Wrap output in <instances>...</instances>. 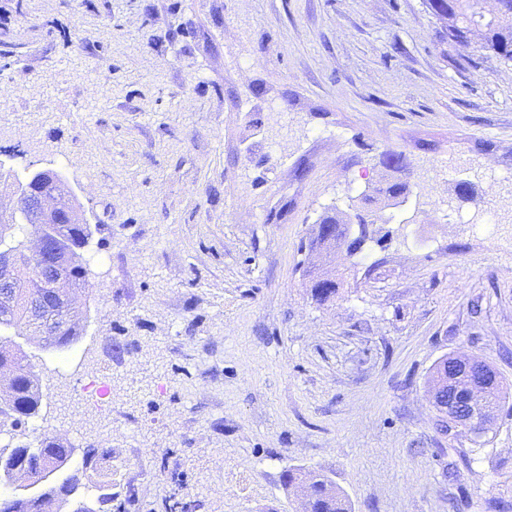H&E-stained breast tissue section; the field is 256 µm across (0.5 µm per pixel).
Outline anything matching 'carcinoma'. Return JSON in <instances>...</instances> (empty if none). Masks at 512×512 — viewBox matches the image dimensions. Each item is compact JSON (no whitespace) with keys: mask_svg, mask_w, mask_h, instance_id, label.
Segmentation results:
<instances>
[{"mask_svg":"<svg viewBox=\"0 0 512 512\" xmlns=\"http://www.w3.org/2000/svg\"><path fill=\"white\" fill-rule=\"evenodd\" d=\"M432 12L448 21V32L466 31L478 37L484 48L496 57L512 62V7L508 13L498 19L482 21L479 12L480 0H429ZM25 179L36 180V188L53 182L66 198L74 217L72 224H57V233L65 239L60 247L57 259L66 271L69 288L43 289L46 301V313L57 317L64 325L63 332L42 341V347L64 352L71 349L84 336L83 311L66 305L63 297L68 289L83 288L90 273L87 259L83 255V237L89 234L87 222L80 219L73 196L64 177L55 170L29 172ZM401 180L380 182L362 196L361 202L370 205L378 201L394 200L406 188ZM323 224H331L336 235L327 239L318 234L309 239L308 248L313 251L329 252L344 243L348 229L340 226L348 220L332 213L321 219ZM39 231V228L26 222V217L18 211L7 215L0 213V235L7 238V243L20 250L16 283L11 304L0 306V330L23 332L27 326V299L31 283L36 276V269L31 258L26 254V241ZM310 282L311 298L319 305H324L336 296V281L307 273ZM465 361L458 356H448L439 361L431 373L429 384L437 388V394L445 398L453 388V380L462 372ZM8 369L13 377L0 385V429L21 427L29 422L42 407L44 391L42 377L35 370L26 356L0 341V370ZM483 383L484 406L497 410L505 395L504 384L498 374L489 366L479 375ZM38 453L32 452L30 445L11 449L0 448V485L12 489V492L0 499V512H43L41 505L52 501L57 504V512L72 508L79 512L85 500L76 497L79 488L77 474L66 473L73 459L74 448L44 437L37 444ZM51 473V478L41 488L30 489L36 483L34 476L37 468ZM288 483L301 485L308 501L310 512H352L349 499L327 476L313 471L288 472ZM98 507L93 512H122L124 503H115V496L110 493L97 497Z\"/></svg>","mask_w":512,"mask_h":512,"instance_id":"carcinoma-1","label":"carcinoma"}]
</instances>
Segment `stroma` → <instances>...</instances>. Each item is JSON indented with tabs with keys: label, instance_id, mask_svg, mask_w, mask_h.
<instances>
[{
	"label": "stroma",
	"instance_id": "obj_1",
	"mask_svg": "<svg viewBox=\"0 0 512 512\" xmlns=\"http://www.w3.org/2000/svg\"><path fill=\"white\" fill-rule=\"evenodd\" d=\"M386 152L413 194L363 206ZM0 161L61 169L108 261L73 352L109 410L46 372L40 414L126 512H302L294 469L353 512H512V399L476 441L427 393L453 353L512 386V223L440 219L465 169L512 213V63L427 0H0ZM330 210L369 240L300 250ZM311 298L318 305H325L336 296V281L328 278H321L308 272ZM79 383L82 386V390L92 398H95V401L99 406L95 407L96 410H101L103 405L106 402V399L109 395V387L108 385L100 379L99 376L95 374H84L80 379Z\"/></svg>",
	"mask_w": 512,
	"mask_h": 512
}]
</instances>
